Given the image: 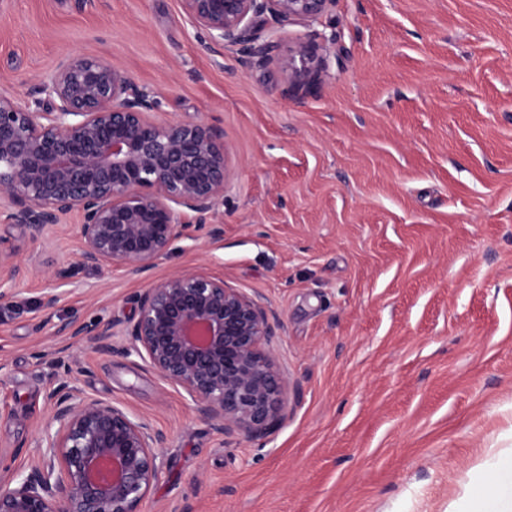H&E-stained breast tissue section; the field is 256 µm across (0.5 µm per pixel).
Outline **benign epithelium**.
I'll return each mask as SVG.
<instances>
[{
	"label": "benign epithelium",
	"mask_w": 512,
	"mask_h": 512,
	"mask_svg": "<svg viewBox=\"0 0 512 512\" xmlns=\"http://www.w3.org/2000/svg\"><path fill=\"white\" fill-rule=\"evenodd\" d=\"M336 0H182L215 49L233 48L246 66L277 57L270 24L313 23ZM319 45L289 50V96L308 93L329 67ZM156 93L112 61L67 56L21 102L0 90V218L34 242L69 216L81 241L78 263L139 276L189 230L224 237L220 206L235 176L224 130L195 119L160 123ZM28 264L0 240V303ZM100 353L112 352L113 323L77 319L55 326ZM128 352L183 388L221 434H262L278 418L287 379L267 343L266 309L224 279L186 269L144 289L127 327ZM67 348L38 352L48 366ZM51 417L40 460L26 475L0 459V512H141L161 471L165 435L111 402L60 382L45 396Z\"/></svg>",
	"instance_id": "obj_1"
}]
</instances>
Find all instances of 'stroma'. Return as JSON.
Instances as JSON below:
<instances>
[{
    "mask_svg": "<svg viewBox=\"0 0 512 512\" xmlns=\"http://www.w3.org/2000/svg\"><path fill=\"white\" fill-rule=\"evenodd\" d=\"M278 38L332 57L301 98L280 62L210 50L181 0L0 5V87L23 99L67 54L111 59L157 121L222 128L236 168L223 239H181L144 278L81 267L72 222L46 245L0 223L32 261L0 308V457L29 467L68 381L166 434L143 512H512V0H336ZM187 268L276 325L289 387L260 437L215 431L128 337L103 355L33 329L47 292L57 318L126 322ZM65 345L59 373L33 357Z\"/></svg>",
    "mask_w": 512,
    "mask_h": 512,
    "instance_id": "35a3bbf8",
    "label": "stroma"
}]
</instances>
